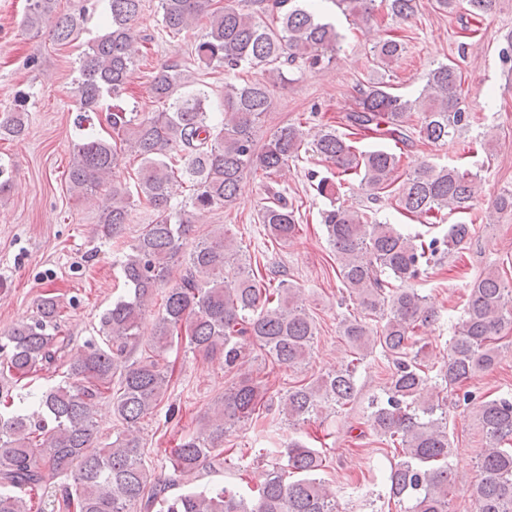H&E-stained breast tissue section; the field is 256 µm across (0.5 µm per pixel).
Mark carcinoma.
Listing matches in <instances>:
<instances>
[{
	"label": "carcinoma",
	"mask_w": 512,
	"mask_h": 512,
	"mask_svg": "<svg viewBox=\"0 0 512 512\" xmlns=\"http://www.w3.org/2000/svg\"><path fill=\"white\" fill-rule=\"evenodd\" d=\"M56 2L29 0L23 26L35 33L47 26L53 41L65 46L78 21L56 14ZM141 2L108 0L103 33L79 59L75 127L83 128L90 113L101 111L105 97L120 95L143 56V43L133 34ZM329 2L353 25L375 18L376 0ZM384 2L395 22L416 11L414 0ZM465 2L467 14L479 18L493 11L496 0ZM159 8L168 33L201 30L193 48L196 70L207 75L259 68L270 81L224 83L216 116L204 84L189 85L182 66L171 62L155 72L150 85L151 97L164 110L140 118L114 105L106 116L110 139L91 131L75 144L69 190L84 198L104 192L97 233L122 237L133 207L142 202L155 221L145 225L120 261L125 292L100 315L99 343L76 344L65 330V305L47 294L30 321L0 336V512H341L336 489L320 477L323 450L299 441L283 450L263 449L269 468L255 490L191 485L204 467L232 465L226 435L271 410L264 378L249 366L251 353L259 352L273 369H300L311 358L317 327L301 289L259 279L231 225L208 232L188 250L184 241L200 215L237 201L245 174L261 171L270 178L309 151L336 169L316 190L330 201L321 224L336 253L342 288L359 309L340 322L355 357L344 368L295 382L278 407L295 426L353 403L357 364L380 348L392 368L383 396L368 403L365 423L394 448L389 497L406 504L404 512H450L448 496L456 484L448 393L460 391L470 400L465 386L500 362L503 332L512 329V286L496 270L473 283L454 326L448 361L433 369L413 345L417 330L434 320L435 312L410 282L438 245L452 250L469 242L475 219L450 224L446 238L427 242L341 197L356 182L374 201L394 196L397 208L421 224L472 214L477 175L424 163L401 176L400 159L385 146L387 141L407 146L415 133L434 144L461 139L476 121L463 105L461 71L453 62L438 64L414 99L391 92L384 80L370 82L357 89L355 106L345 114L348 132L322 126L308 134L287 123L259 147L254 132L270 110V85L288 82L287 65L299 61L314 68L332 61L342 40L336 26L321 21L303 0H233L223 6L214 0H159ZM405 53L402 40L387 38L373 47L372 60L389 70ZM28 98L19 93L14 108L0 113V138L24 135ZM416 112L417 127L411 124ZM356 137L377 145L361 150ZM127 149L141 159L132 188L111 181ZM183 185L191 195L175 204L176 189ZM261 221L270 236L285 242L297 239L301 229L294 207L278 192L262 206ZM175 268L178 278L168 288ZM155 306L152 339L144 344L141 323ZM182 344L222 362L234 380L201 427L171 448L173 477L152 482L143 464L141 424L164 402L172 377L167 354ZM57 374L59 381L38 388L24 404L21 381ZM106 394L122 426L110 437L96 421ZM479 424L485 448L477 460L482 479L469 489L474 512H512V396L483 401ZM176 485L183 491L169 494Z\"/></svg>",
	"instance_id": "1"
}]
</instances>
